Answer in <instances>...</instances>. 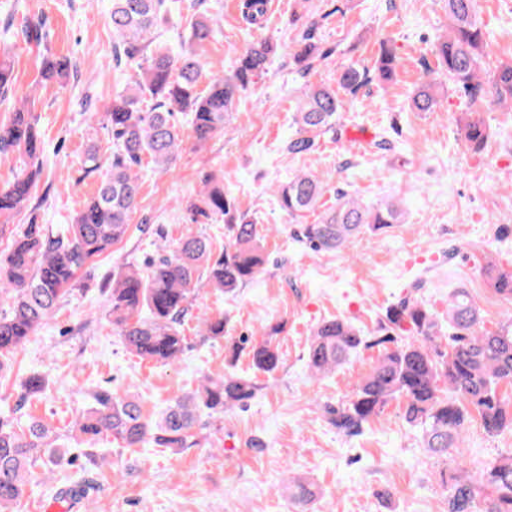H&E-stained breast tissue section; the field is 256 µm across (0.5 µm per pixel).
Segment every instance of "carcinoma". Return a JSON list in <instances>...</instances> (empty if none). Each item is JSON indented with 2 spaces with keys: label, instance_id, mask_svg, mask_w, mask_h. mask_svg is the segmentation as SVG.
I'll return each mask as SVG.
<instances>
[{
  "label": "carcinoma",
  "instance_id": "carcinoma-1",
  "mask_svg": "<svg viewBox=\"0 0 512 512\" xmlns=\"http://www.w3.org/2000/svg\"><path fill=\"white\" fill-rule=\"evenodd\" d=\"M108 25L115 36L112 60L135 69V79L112 92L104 112L91 113L94 124L112 136V160L105 162L92 145L84 157L86 174L97 175V188L64 231L51 235L42 224H28L14 234L7 257L0 261V297L8 299L9 310L0 314V379L7 378L12 356L39 327L52 319L72 291L76 273L92 258L111 250L129 229V217L138 204L143 158L169 171L183 150L185 138L176 124L178 112L191 114V138L202 144L224 132L226 116L239 94L265 73L278 45L265 39L251 41L240 53L229 76L208 77L207 88L199 90L203 78L201 51L215 38L219 21L209 14L206 0H111ZM448 34L436 45L441 74L469 97L472 104L488 100L512 105V61L503 62L488 81L479 74L484 34L478 25L475 0H445ZM240 14L247 27L261 25L266 0H240ZM186 19L189 35L179 49L157 45L162 24L173 16ZM317 23L306 26L293 46H284L302 78L317 69L328 52L316 39ZM40 41L31 28L0 33V154L17 153L35 162L43 152L37 119L27 101L17 102L12 94V57L19 41ZM69 58L45 49L40 67L41 82L63 85L70 77ZM397 57L381 48L374 71L353 65L342 68L336 85L305 82L293 107L295 134L285 140L282 154L295 158L317 151L326 136L342 135L339 123L345 100L340 92L356 96L378 79L393 81ZM433 71L416 89L410 108L435 112L441 96ZM463 140L481 148L489 128L480 112L464 113L458 120ZM41 167L14 176L0 185V218H8L30 201ZM204 189L186 204L192 224H225L224 247L217 250L210 238L188 232L146 267L127 264L108 293L107 313L124 349L143 360L172 365L184 354L187 341L183 320L199 286L230 294L254 280L266 259L257 224L238 211L224 192V179L205 176ZM281 210L294 222L306 213L316 215L312 224L296 227L299 237L316 251H336L352 239L384 231L399 223L401 212L394 203L364 206L354 199L332 205L322 202L323 187L312 173L295 175L276 188ZM489 287L512 298V269L491 265ZM449 349L436 344L439 332L435 313L424 303L406 296L386 308L380 320L377 343L393 347L372 367L353 397L329 411L330 423L347 435L358 433L389 402L403 400L408 423L422 428L425 447L446 462L455 464L465 432L472 421L489 435L512 430V402L499 391L503 382L512 383V319L496 330L481 327L480 309L465 288L448 296ZM409 327L414 340L400 344L397 333ZM280 323L263 328L261 339L251 346L252 366L269 376L283 365L278 335ZM201 332L207 340L226 338L224 313L202 319ZM367 344L365 337L345 319L328 317L313 327L307 347V366L314 375L336 370L352 353ZM22 399L46 389V378L31 374L22 382ZM257 383L247 377L226 374L206 378L189 395L176 399L159 416L146 420L139 404L127 394L100 390L92 394V405L75 421L82 437H111L127 448L150 444L155 448L180 450L197 445L195 424L204 411L220 413L252 398ZM58 436L37 422L21 431L0 415V512H16L27 489L38 481L37 458L41 451L57 467L74 465L76 458L59 451ZM97 490L93 479L60 492L55 500L64 503L84 499ZM318 495L312 484L297 480L291 499L300 512H315ZM448 512H512V455L489 462L478 480L455 481L449 488Z\"/></svg>",
  "mask_w": 512,
  "mask_h": 512
}]
</instances>
